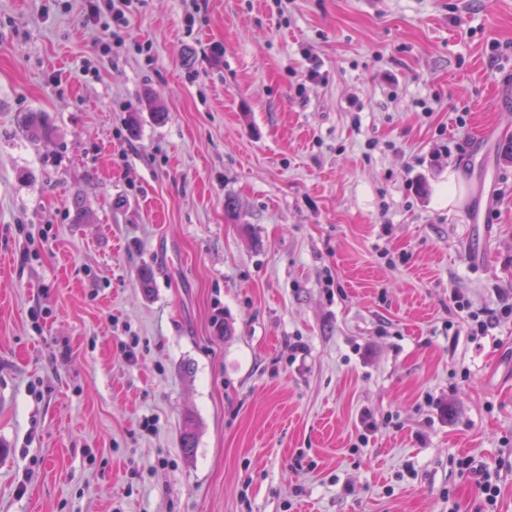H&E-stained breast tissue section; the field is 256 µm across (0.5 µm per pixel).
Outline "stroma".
Masks as SVG:
<instances>
[{
    "label": "stroma",
    "mask_w": 512,
    "mask_h": 512,
    "mask_svg": "<svg viewBox=\"0 0 512 512\" xmlns=\"http://www.w3.org/2000/svg\"><path fill=\"white\" fill-rule=\"evenodd\" d=\"M129 19L0 0V512H512V0ZM115 1L124 6L125 9L116 7L114 3ZM133 1L134 0H113L112 13L109 18H107L106 16L102 15L99 6L94 3L93 0H89L91 4L89 17L100 23L101 28L104 29V31H110L112 37L116 38L117 41H120V33H122V30L127 28L129 25V19L126 16V13L130 14L131 11L129 8L132 6ZM110 21L112 22V30ZM452 301L460 312L466 313V315L462 318L467 323V328L469 329L470 335H486V332L489 330L491 321L488 319H480V315L478 313L469 311L468 303L463 302V300L457 294L452 296ZM462 465L479 477L478 485L483 496L480 512H497L501 487L498 476L492 473L484 464H475L474 458H467Z\"/></svg>",
    "instance_id": "obj_1"
}]
</instances>
